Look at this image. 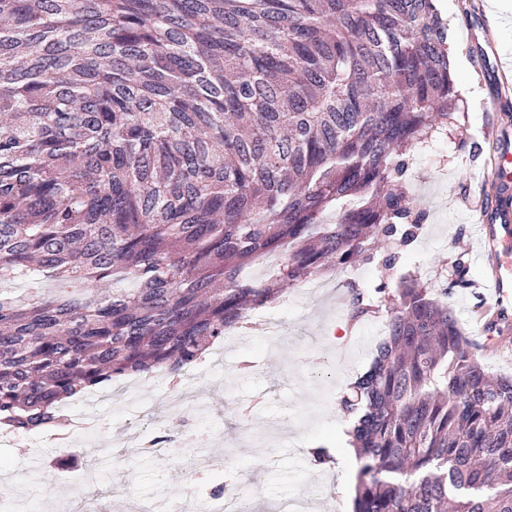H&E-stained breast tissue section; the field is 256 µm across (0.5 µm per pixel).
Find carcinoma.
I'll return each mask as SVG.
<instances>
[{"instance_id": "obj_1", "label": "carcinoma", "mask_w": 512, "mask_h": 512, "mask_svg": "<svg viewBox=\"0 0 512 512\" xmlns=\"http://www.w3.org/2000/svg\"><path fill=\"white\" fill-rule=\"evenodd\" d=\"M449 55L436 0H0V424L176 381L285 289L413 242L410 160L467 117ZM350 311L388 325L341 400L354 512H512V377L418 278Z\"/></svg>"}]
</instances>
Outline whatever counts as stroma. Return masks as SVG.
I'll return each instance as SVG.
<instances>
[{"instance_id": "1", "label": "stroma", "mask_w": 512, "mask_h": 512, "mask_svg": "<svg viewBox=\"0 0 512 512\" xmlns=\"http://www.w3.org/2000/svg\"><path fill=\"white\" fill-rule=\"evenodd\" d=\"M475 10L463 18L461 0H438L452 33L456 90L468 104L462 134L446 145H432L417 154L407 176L410 194L427 219L417 238L404 249L379 241L367 276L359 288L373 287L389 255H396V275L413 274L440 284L452 261L469 264L472 286L449 291L447 301L465 333L483 346L488 370L512 375V294L502 298L483 287L487 269L476 258V206L482 200L476 185L485 177V162L504 139H512V98L500 101L497 111L483 108L497 94L494 70L512 69V12H499L497 0H474ZM318 294L292 288L272 305L260 308L275 321L277 334L252 327L227 345L219 362L200 369L191 396L166 381L148 379L113 397L103 387L83 397L82 410L104 417L111 440L112 466L96 483V490L120 488L135 512H153L156 504L193 490L199 498L194 512H206L204 498L217 485H233L239 470L253 475L252 502L275 507L281 501L313 499L310 512H352L347 496L356 484L355 470L345 468L354 451L342 447L339 436L347 420L337 406L339 392L349 391L370 366L379 341L376 318L350 317V292L341 276H328ZM347 326L343 340L331 337ZM150 394L153 410L145 420L153 432L178 439L185 430L177 411L197 403L207 412L197 418L222 446L220 467L196 475V451L175 446L165 457L143 458L128 443L139 430L136 415L143 394ZM326 448L333 464L313 461V449ZM63 440L47 434L41 440L17 435L0 446V482L24 493L21 512H41L43 506L66 497L73 506L94 512L84 498V485L74 483L56 464L68 453Z\"/></svg>"}]
</instances>
